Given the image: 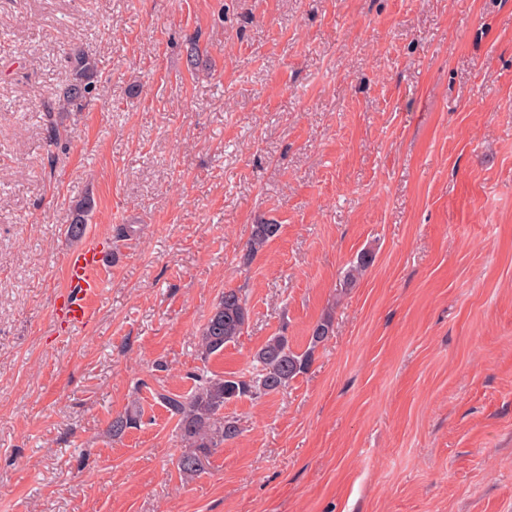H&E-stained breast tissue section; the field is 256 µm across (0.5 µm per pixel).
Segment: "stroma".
<instances>
[{"label": "stroma", "mask_w": 512, "mask_h": 512, "mask_svg": "<svg viewBox=\"0 0 512 512\" xmlns=\"http://www.w3.org/2000/svg\"><path fill=\"white\" fill-rule=\"evenodd\" d=\"M83 38L101 80L54 145ZM86 197L114 259L70 329ZM230 288L249 323L201 361ZM327 316L182 477L157 391ZM0 512H512V0H0ZM91 210L92 205L88 198L76 201L72 205V222L68 226V236L71 240L80 241L83 238ZM279 232L280 227L278 224L266 223L253 225L245 259L249 260L254 253L277 237Z\"/></svg>", "instance_id": "stroma-1"}]
</instances>
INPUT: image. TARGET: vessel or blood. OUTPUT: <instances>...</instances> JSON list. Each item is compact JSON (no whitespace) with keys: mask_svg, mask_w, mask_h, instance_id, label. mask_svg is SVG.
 Returning a JSON list of instances; mask_svg holds the SVG:
<instances>
[{"mask_svg":"<svg viewBox=\"0 0 512 512\" xmlns=\"http://www.w3.org/2000/svg\"><path fill=\"white\" fill-rule=\"evenodd\" d=\"M106 255L98 240L91 239L70 252L66 260L69 289L61 305L67 327L83 326L93 317L92 300L103 288Z\"/></svg>","mask_w":512,"mask_h":512,"instance_id":"obj_1","label":"vessel or blood"}]
</instances>
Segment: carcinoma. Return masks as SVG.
I'll list each match as a JSON object with an SVG mask.
<instances>
[{
	"instance_id": "cac0c4a2",
	"label": "carcinoma",
	"mask_w": 512,
	"mask_h": 512,
	"mask_svg": "<svg viewBox=\"0 0 512 512\" xmlns=\"http://www.w3.org/2000/svg\"><path fill=\"white\" fill-rule=\"evenodd\" d=\"M65 65L70 73L69 82L53 99L42 103V110L48 116L54 113L80 112L92 97L99 81L100 71L94 54L82 44H73L64 55ZM91 201L84 198L72 205V222L68 236L79 241L89 223ZM280 225L255 224L252 227L245 259H250L259 249L278 236ZM374 261L373 254L365 252L357 264L346 273L345 285L350 286L357 276ZM250 319L245 300L236 289H226L214 305L210 316L199 333V352L202 359L224 352V347L241 336ZM332 332V321L325 318L312 328L308 347L297 352L290 346L288 337H269L254 355V365L248 373L208 376L194 375V386L187 395L159 393L157 398L177 418V428L187 448L178 458L176 465L185 477H194L204 471L205 463L213 451L224 442L238 435L234 418L224 415V407L242 397H261L276 394L305 373L314 357L316 348ZM138 410H130L112 418V435L120 436L133 427Z\"/></svg>"
}]
</instances>
